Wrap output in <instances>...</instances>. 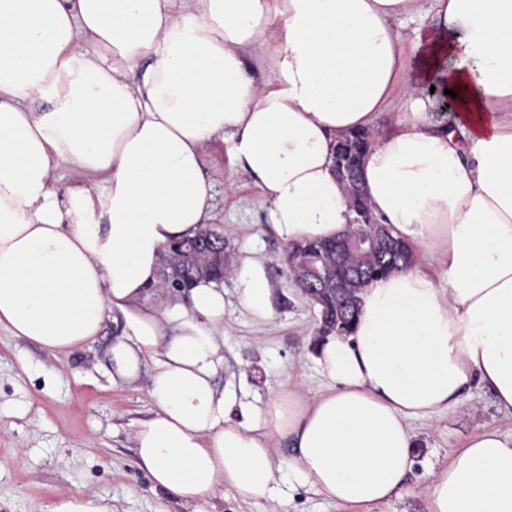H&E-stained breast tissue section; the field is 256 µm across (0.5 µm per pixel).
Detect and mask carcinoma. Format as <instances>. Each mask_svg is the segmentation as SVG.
Here are the masks:
<instances>
[{"label":"carcinoma","mask_w":512,"mask_h":512,"mask_svg":"<svg viewBox=\"0 0 512 512\" xmlns=\"http://www.w3.org/2000/svg\"><path fill=\"white\" fill-rule=\"evenodd\" d=\"M193 243L190 251L169 248L171 281L194 282L207 278L217 282L229 272L228 263L221 259L227 248L224 234L207 227L183 244ZM412 251L392 234L377 235L376 246L370 251L353 248L336 249V242L310 240L298 243L286 251L290 275L298 278L299 286H307L299 272L314 267L320 302V335H348L352 331L358 307V294L369 282L412 265Z\"/></svg>","instance_id":"carcinoma-1"}]
</instances>
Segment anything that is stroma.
Instances as JSON below:
<instances>
[{"instance_id": "stroma-1", "label": "stroma", "mask_w": 512, "mask_h": 512, "mask_svg": "<svg viewBox=\"0 0 512 512\" xmlns=\"http://www.w3.org/2000/svg\"><path fill=\"white\" fill-rule=\"evenodd\" d=\"M222 140L206 148L215 185V228L230 229L229 254L255 249L270 261L277 283V316L253 325L237 311L224 317L227 367L218 386L261 405L286 381L317 393L325 383L314 361L318 312L289 279L285 248L265 234L257 194L232 168ZM114 332L66 354L0 330V512H45L58 498L88 491L112 512H158L165 498L136 464L131 437L155 405L144 382L113 385L108 350ZM422 442L401 495L379 512H426L420 490L431 468L480 428L512 431V414L499 410L480 388L465 392L453 409L418 420ZM276 512H346L293 477H286Z\"/></svg>"}]
</instances>
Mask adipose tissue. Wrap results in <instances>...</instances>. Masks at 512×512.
Here are the masks:
<instances>
[{
	"mask_svg": "<svg viewBox=\"0 0 512 512\" xmlns=\"http://www.w3.org/2000/svg\"><path fill=\"white\" fill-rule=\"evenodd\" d=\"M422 0H0V329L57 352L105 323L112 381L146 380L136 462L190 512L274 505L283 471L347 508L401 492L413 429L479 386L512 413V0H432L414 69L396 19ZM85 39L92 53L77 50ZM271 72L262 89L257 71ZM454 91V118L424 84ZM401 95L388 130L381 113ZM372 131L374 217L415 255L368 284L353 333L316 344L326 389L252 410L220 390L223 287L157 288L162 257L214 213L205 146L228 138L282 245L340 238L333 148ZM93 176L58 193L59 164ZM235 305L277 314L269 261L243 250ZM294 449L276 457L278 439ZM426 512H512V433L480 429L433 469Z\"/></svg>",
	"mask_w": 512,
	"mask_h": 512,
	"instance_id": "1",
	"label": "adipose tissue"
}]
</instances>
